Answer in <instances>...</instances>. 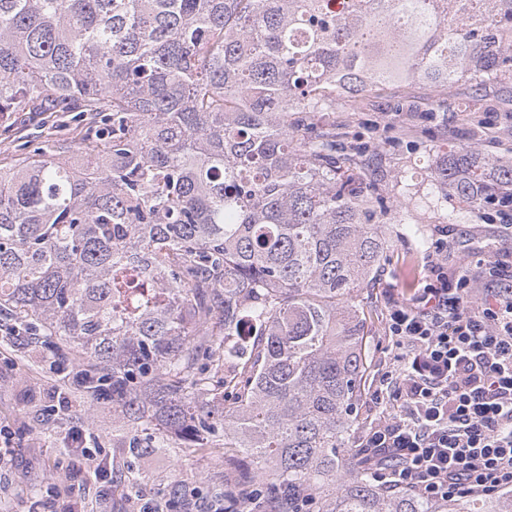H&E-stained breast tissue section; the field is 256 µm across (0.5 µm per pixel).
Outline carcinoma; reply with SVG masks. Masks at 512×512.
<instances>
[{
    "instance_id": "obj_1",
    "label": "carcinoma",
    "mask_w": 512,
    "mask_h": 512,
    "mask_svg": "<svg viewBox=\"0 0 512 512\" xmlns=\"http://www.w3.org/2000/svg\"><path fill=\"white\" fill-rule=\"evenodd\" d=\"M414 81L512 85V0H0V135L91 131L79 172L58 143L0 168V312L110 386L134 457L224 432V512H512L349 456L389 207L356 162L382 143L317 119ZM429 151L403 197L512 206V159Z\"/></svg>"
}]
</instances>
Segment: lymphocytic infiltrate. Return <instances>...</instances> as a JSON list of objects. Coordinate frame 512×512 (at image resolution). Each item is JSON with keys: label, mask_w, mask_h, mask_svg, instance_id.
Returning a JSON list of instances; mask_svg holds the SVG:
<instances>
[{"label": "lymphocytic infiltrate", "mask_w": 512, "mask_h": 512, "mask_svg": "<svg viewBox=\"0 0 512 512\" xmlns=\"http://www.w3.org/2000/svg\"><path fill=\"white\" fill-rule=\"evenodd\" d=\"M459 233L439 230L420 288L388 296L386 329L396 350L367 407L361 463L380 486L431 501L512 491V267L476 258L448 268ZM96 479L112 466L83 427L66 435Z\"/></svg>", "instance_id": "f902f5d3"}]
</instances>
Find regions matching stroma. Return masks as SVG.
<instances>
[{"mask_svg":"<svg viewBox=\"0 0 512 512\" xmlns=\"http://www.w3.org/2000/svg\"><path fill=\"white\" fill-rule=\"evenodd\" d=\"M467 85L442 90L427 83L386 88L362 112L337 109L330 116L337 141L353 137L383 141L379 153L362 156L374 177L400 169L424 172L426 145L451 140L472 146L480 155L512 158V90L487 86L481 108L460 112L458 100L472 96ZM83 130L72 119L51 129L49 137L30 134L27 140H0V165L16 155L42 146L45 139L80 143ZM389 225L390 247L379 267V285L364 289L360 299L366 311L370 368L382 372L393 361L394 349L385 324V293L407 296L426 274L425 257L439 228L440 218L423 200L415 198L394 208ZM458 230L467 232L468 252L448 253V266H466L469 255L496 257L503 237L499 224H487L466 211L458 214ZM33 333L15 329L0 317V426L12 435V463L0 469V512H59L66 500L78 501L84 512H134L137 496L183 502L185 512H209L214 496L224 490L228 464L221 448H175L149 465L135 463L128 449L112 445L113 434L125 427L111 403L100 401L86 415L88 398L72 389L66 412L47 414L58 377L44 362V349H32ZM88 426L96 433L112 462V483L104 485L86 472L81 459L64 447L60 434L72 426Z\"/></svg>","mask_w":512,"mask_h":512,"instance_id":"1","label":"stroma"}]
</instances>
